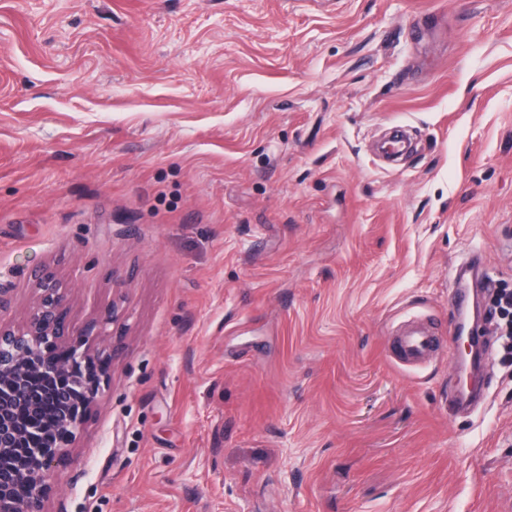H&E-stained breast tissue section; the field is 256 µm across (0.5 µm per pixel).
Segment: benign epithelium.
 Returning <instances> with one entry per match:
<instances>
[{
  "instance_id": "7a95c632",
  "label": "benign epithelium",
  "mask_w": 512,
  "mask_h": 512,
  "mask_svg": "<svg viewBox=\"0 0 512 512\" xmlns=\"http://www.w3.org/2000/svg\"><path fill=\"white\" fill-rule=\"evenodd\" d=\"M36 290V305L21 326L0 325V512H45L52 474L92 402L89 391L99 387L89 369L90 337L119 320L114 304L110 315L74 338L68 298L54 275H39ZM40 354L38 373L52 385L34 391L24 386V377L29 359ZM21 409L32 420L26 431L16 420ZM45 428L53 431L57 447L32 444Z\"/></svg>"
}]
</instances>
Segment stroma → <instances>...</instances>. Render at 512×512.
I'll return each mask as SVG.
<instances>
[{"label": "stroma", "mask_w": 512, "mask_h": 512, "mask_svg": "<svg viewBox=\"0 0 512 512\" xmlns=\"http://www.w3.org/2000/svg\"><path fill=\"white\" fill-rule=\"evenodd\" d=\"M512 290V0H0V324L120 303L47 512H512V363L454 412L453 267ZM397 336L405 361L412 365L428 361L437 343V338L418 323L407 325Z\"/></svg>", "instance_id": "obj_1"}]
</instances>
